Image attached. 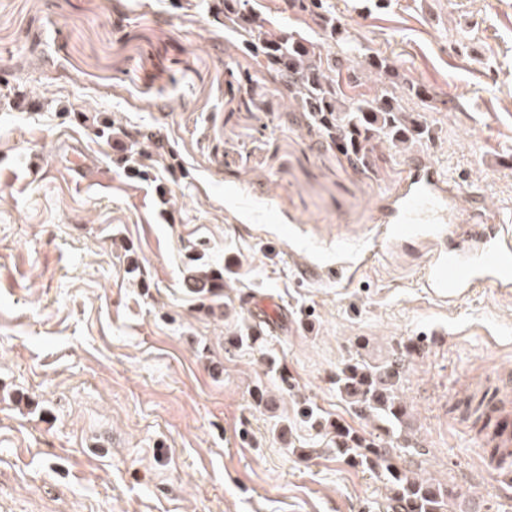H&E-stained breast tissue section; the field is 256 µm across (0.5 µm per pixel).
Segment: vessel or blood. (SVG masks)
Wrapping results in <instances>:
<instances>
[{"label":"vessel or blood","instance_id":"vessel-or-blood-1","mask_svg":"<svg viewBox=\"0 0 512 512\" xmlns=\"http://www.w3.org/2000/svg\"><path fill=\"white\" fill-rule=\"evenodd\" d=\"M456 200L454 182L435 166L412 159L398 188L378 210L379 247L394 248L414 235L416 225L430 224L434 230L427 236L429 258L422 281L431 296L452 304L481 286L512 291V224L489 208L481 215L456 219ZM445 224L453 227L448 240L441 230ZM487 385L494 397L493 425L477 441L480 447L497 449V457L485 465L494 473L502 462L512 463V430L498 426L512 418V368H498Z\"/></svg>","mask_w":512,"mask_h":512}]
</instances>
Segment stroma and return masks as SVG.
Returning a JSON list of instances; mask_svg holds the SVG:
<instances>
[{"label":"stroma","instance_id":"35a3bbf8","mask_svg":"<svg viewBox=\"0 0 512 512\" xmlns=\"http://www.w3.org/2000/svg\"><path fill=\"white\" fill-rule=\"evenodd\" d=\"M323 3L337 47L388 58L431 130L365 172L209 0H0V512H387L385 478L339 457L331 426L374 432L336 374L399 356L397 465L453 488L449 512H512L455 408L512 367V294L443 304L426 245L374 247L415 154L459 212L512 215V0ZM64 138L97 170L67 171ZM200 269L218 295L193 292ZM260 317L256 346L231 344Z\"/></svg>","mask_w":512,"mask_h":512}]
</instances>
